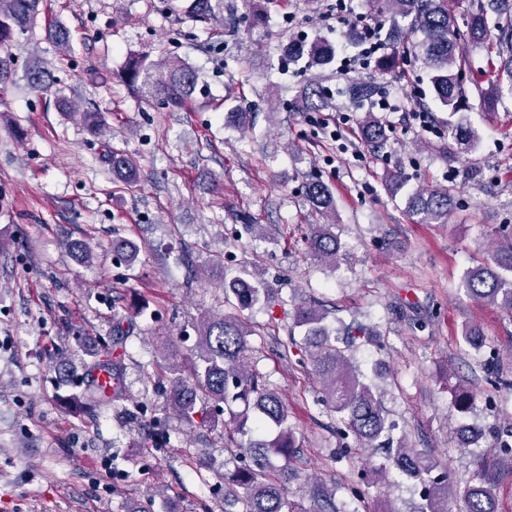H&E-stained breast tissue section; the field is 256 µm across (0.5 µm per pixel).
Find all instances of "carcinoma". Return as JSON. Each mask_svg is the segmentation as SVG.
<instances>
[{"instance_id": "obj_1", "label": "carcinoma", "mask_w": 512, "mask_h": 512, "mask_svg": "<svg viewBox=\"0 0 512 512\" xmlns=\"http://www.w3.org/2000/svg\"><path fill=\"white\" fill-rule=\"evenodd\" d=\"M389 13L410 19L409 30L422 35L416 49L431 69L434 97L452 112L465 103L464 63L458 51V38L474 44L491 40L487 25V6L503 14L495 41V53L501 57V68L512 72V0H471L465 29H457L454 15L448 11V0H379ZM44 0H0V46L9 45L21 36L35 32ZM197 23L210 24L224 18V0H191L185 9ZM48 39L62 53L71 50L69 29L62 23L46 28ZM288 61L303 60L309 68L329 64L334 57L333 46L323 40L287 41L283 46ZM29 86L44 91L54 83L50 69L32 66L26 75ZM121 81L139 93L152 106L179 111L197 100L199 75L184 58L166 54L158 60L143 53L131 56L121 73ZM330 107L323 87L313 79L300 88L291 102L296 112H322ZM82 119L93 134L106 135L107 129L100 112L87 109ZM360 135L366 144L378 149L387 140L383 123L370 115L362 119ZM108 156L112 173L127 185L138 179L136 162L119 150ZM305 194L315 212L324 216L334 210L333 194L320 179L309 181ZM455 206V196L448 189L416 192L408 201L411 215L425 224H446ZM500 245L491 263L471 268L465 275L463 287L469 297L478 302L496 305L512 313V227L498 229ZM308 252L319 262L336 263L341 244L330 224H314L306 237ZM224 301L235 306L233 315H208L198 323L194 350L186 362L172 366L159 365L155 375L169 383L168 406L180 419L192 422L197 404H210L224 414V447L236 449L238 465L231 472L217 474L224 487L240 489L224 502L225 512H292L285 483L288 465L277 466L271 458L279 456L290 461L298 445L288 423V408L279 392L271 387L262 373L247 366L248 337L251 329L242 312L262 303L268 311L269 288L258 276L224 277ZM327 315L318 307L300 302L294 305L293 323L304 329L302 342L289 339L283 343L282 354L299 348L302 367H310L325 401L340 415L345 424L342 438L353 437L355 446L345 445L352 457L361 448L376 445L388 436L391 426L371 384L357 373L342 351L336 346L333 329L326 324ZM93 370L111 375L113 385L105 388L89 385L88 398L97 405L125 397L121 356L105 355L94 361ZM480 429L462 423L456 435L463 447L471 445ZM512 444L498 441V448L484 454L478 462L477 481L465 487V512H499L494 470L498 452H509ZM431 456L406 443L394 449L376 468L378 477L391 473L406 477L420 486L421 503L414 512H448V474L436 472ZM314 502L312 512H336V502L324 487H310Z\"/></svg>"}]
</instances>
